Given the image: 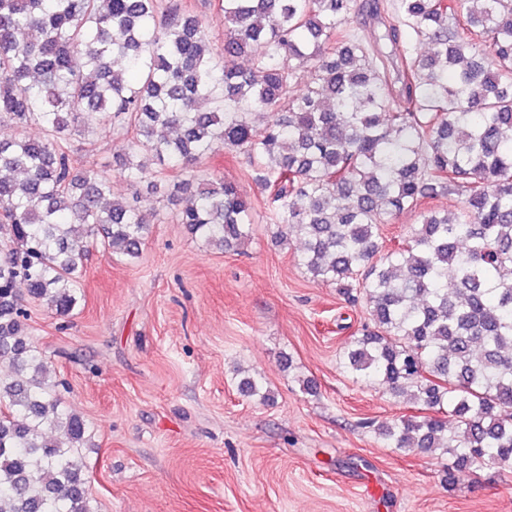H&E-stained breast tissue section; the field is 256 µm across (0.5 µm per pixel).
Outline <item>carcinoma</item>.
Here are the masks:
<instances>
[{"instance_id":"carcinoma-1","label":"carcinoma","mask_w":512,"mask_h":512,"mask_svg":"<svg viewBox=\"0 0 512 512\" xmlns=\"http://www.w3.org/2000/svg\"><path fill=\"white\" fill-rule=\"evenodd\" d=\"M357 9L380 5L218 0L217 51L169 0H0V512H96L76 462L93 429L30 341L25 298L69 314L87 238L140 257L166 178L144 151L186 173L178 222L221 250L250 239L252 202L197 165L247 156L299 265L370 316L343 367L416 409L373 424L386 447L448 457L450 486L512 467V0H395L374 39L344 28ZM106 118L129 198L68 146ZM437 195L455 220L426 211L377 257L382 226ZM240 388L271 400L259 379Z\"/></svg>"}]
</instances>
